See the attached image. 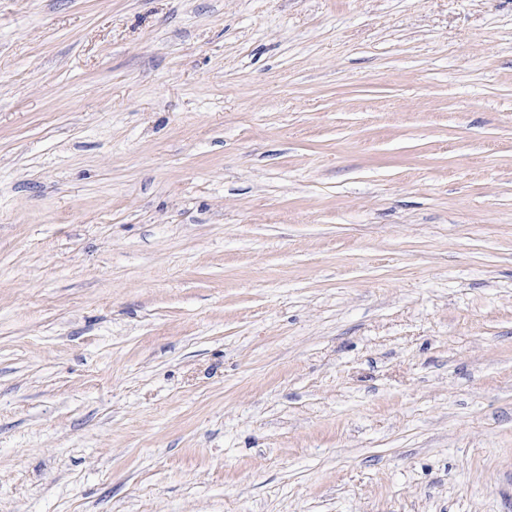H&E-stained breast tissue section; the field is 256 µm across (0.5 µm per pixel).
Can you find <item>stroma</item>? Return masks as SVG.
Segmentation results:
<instances>
[{
	"label": "stroma",
	"mask_w": 512,
	"mask_h": 512,
	"mask_svg": "<svg viewBox=\"0 0 512 512\" xmlns=\"http://www.w3.org/2000/svg\"><path fill=\"white\" fill-rule=\"evenodd\" d=\"M0 512H512V0H0Z\"/></svg>",
	"instance_id": "1"
}]
</instances>
